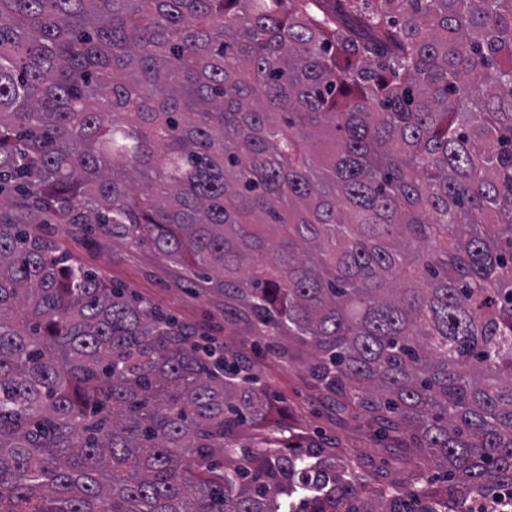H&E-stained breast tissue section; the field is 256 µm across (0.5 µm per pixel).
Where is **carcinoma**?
Returning a JSON list of instances; mask_svg holds the SVG:
<instances>
[{"label":"carcinoma","mask_w":512,"mask_h":512,"mask_svg":"<svg viewBox=\"0 0 512 512\" xmlns=\"http://www.w3.org/2000/svg\"><path fill=\"white\" fill-rule=\"evenodd\" d=\"M191 264L341 413L371 492L246 358L40 235ZM512 505V0H0V512Z\"/></svg>","instance_id":"cac0c4a2"}]
</instances>
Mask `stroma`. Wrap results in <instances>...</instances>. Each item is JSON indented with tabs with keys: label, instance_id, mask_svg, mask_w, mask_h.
<instances>
[{
	"label": "stroma",
	"instance_id": "obj_1",
	"mask_svg": "<svg viewBox=\"0 0 512 512\" xmlns=\"http://www.w3.org/2000/svg\"><path fill=\"white\" fill-rule=\"evenodd\" d=\"M41 231L114 287L129 289L195 331L241 351L279 401L285 435L335 439L338 456L374 487L402 480L414 470L413 459L374 440L364 419L337 413L302 364L285 362L246 335L243 327L225 321L223 295L197 282L188 268L163 259L149 245L93 237L79 226L46 224Z\"/></svg>",
	"mask_w": 512,
	"mask_h": 512
}]
</instances>
